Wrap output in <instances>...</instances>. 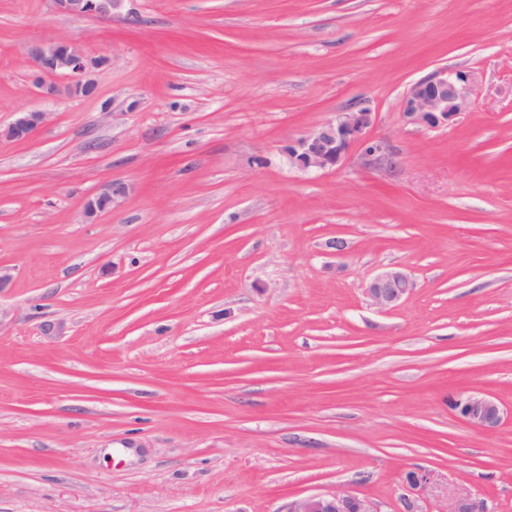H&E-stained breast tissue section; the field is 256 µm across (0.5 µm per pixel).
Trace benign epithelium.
Here are the masks:
<instances>
[{
    "label": "benign epithelium",
    "mask_w": 512,
    "mask_h": 512,
    "mask_svg": "<svg viewBox=\"0 0 512 512\" xmlns=\"http://www.w3.org/2000/svg\"><path fill=\"white\" fill-rule=\"evenodd\" d=\"M123 0H54L57 11L74 17L97 16L110 18ZM35 69L45 76L36 86L43 96H53L62 91L72 96H87L94 90L88 79L91 72L108 65L106 57H89L72 42L48 45L32 44L27 49ZM61 75L68 80L64 86L50 81ZM477 75L468 69L438 68L414 81L403 97L402 112L410 124L427 128L448 125L471 105V93ZM43 112L16 113L15 119L0 132L17 140L29 138L41 124ZM376 114L366 107H352L324 122L306 136L290 141L281 147V154L288 165L300 171H325L342 165L355 147L377 161H391V154L383 143L371 138ZM128 192L121 182H112L87 203L86 212L96 216L120 206ZM414 287L413 281L399 270H386L377 274L366 288L371 305L379 309L396 306ZM461 416L471 426L492 430L503 419L499 404L487 396L472 395L456 403ZM288 512H377L366 498L343 490L302 498L291 503ZM448 512H491L481 498H465L448 503Z\"/></svg>",
    "instance_id": "benign-epithelium-1"
}]
</instances>
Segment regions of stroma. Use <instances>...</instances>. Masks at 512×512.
<instances>
[{"mask_svg":"<svg viewBox=\"0 0 512 512\" xmlns=\"http://www.w3.org/2000/svg\"><path fill=\"white\" fill-rule=\"evenodd\" d=\"M58 41L109 57L91 95L35 93L25 48ZM446 66L469 110L407 123ZM354 106L392 164H286ZM28 111L0 137V512H512V0H0V126ZM390 268L415 286L382 311ZM124 0H54L58 12L74 17L97 16L109 18ZM476 82L472 70L438 68L409 85L403 97V116L408 123L427 128L447 126L469 109ZM45 116L43 112L29 111L16 113L15 119L9 126L1 130V136L11 139H28L41 124ZM128 192V187L121 182H112L102 187L101 191L87 203L86 212L90 217L97 216L120 206ZM414 288L413 281L399 270H386L377 274L366 288L371 305L379 309L396 306ZM456 408L466 422L477 429H495L503 419V410L499 404L487 396H469L456 403ZM288 512H376L366 498L343 490L302 498L291 503Z\"/></svg>","mask_w":512,"mask_h":512,"instance_id":"1","label":"stroma"}]
</instances>
